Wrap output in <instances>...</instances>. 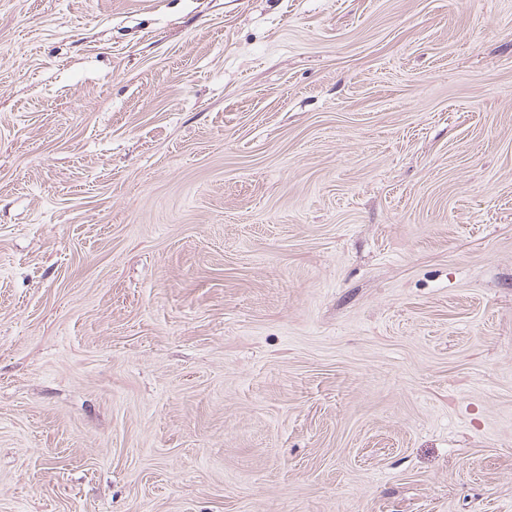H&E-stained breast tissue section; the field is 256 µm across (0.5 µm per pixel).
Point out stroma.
Listing matches in <instances>:
<instances>
[{
	"instance_id": "1",
	"label": "stroma",
	"mask_w": 512,
	"mask_h": 512,
	"mask_svg": "<svg viewBox=\"0 0 512 512\" xmlns=\"http://www.w3.org/2000/svg\"><path fill=\"white\" fill-rule=\"evenodd\" d=\"M0 512H512V0H0Z\"/></svg>"
}]
</instances>
